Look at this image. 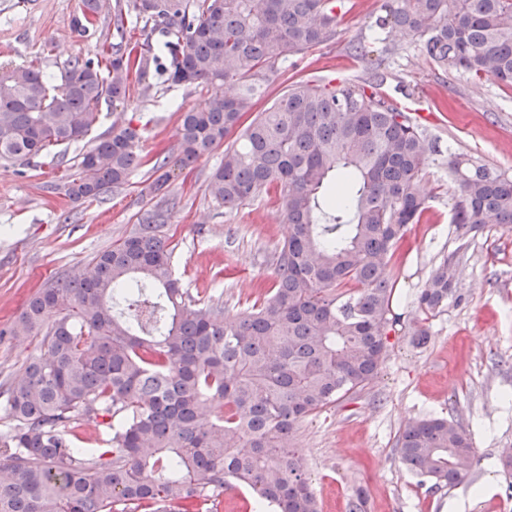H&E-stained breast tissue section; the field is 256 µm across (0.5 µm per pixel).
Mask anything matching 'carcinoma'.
Listing matches in <instances>:
<instances>
[{
    "mask_svg": "<svg viewBox=\"0 0 512 512\" xmlns=\"http://www.w3.org/2000/svg\"><path fill=\"white\" fill-rule=\"evenodd\" d=\"M343 0H80L73 28L112 21L113 43L55 77L31 61L0 65V161L27 165L89 135L101 102L126 105L159 82L238 86L181 114L179 152L153 165L150 191L224 147L212 198L233 208L275 193L291 233L272 256L269 297L234 322L220 298L182 288L163 229L171 199L97 254L85 276L48 279L6 332L40 353L0 396V512H199L230 484L274 512H319L290 440L306 418L375 378L393 311L390 253L427 209L428 147L410 113L378 81L294 82L248 125L280 64L331 42ZM150 28L127 38L130 16ZM375 25L423 43L444 70L512 84V0H387ZM164 40L150 43L153 34ZM144 164L132 125L96 138L77 171L50 188L92 203ZM453 219L470 231L512 225V178L463 153L448 156ZM461 299L445 258L416 296L429 318ZM99 421L105 448H79L74 428ZM399 461L427 491L465 480L471 438L446 418L407 425Z\"/></svg>",
    "mask_w": 512,
    "mask_h": 512,
    "instance_id": "1",
    "label": "carcinoma"
}]
</instances>
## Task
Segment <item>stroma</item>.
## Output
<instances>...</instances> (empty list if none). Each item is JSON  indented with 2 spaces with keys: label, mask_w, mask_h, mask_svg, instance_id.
Here are the masks:
<instances>
[{
  "label": "stroma",
  "mask_w": 512,
  "mask_h": 512,
  "mask_svg": "<svg viewBox=\"0 0 512 512\" xmlns=\"http://www.w3.org/2000/svg\"><path fill=\"white\" fill-rule=\"evenodd\" d=\"M385 2L350 0L335 41L282 64L269 94L296 80L336 86L371 79L367 60L355 52L361 43L381 58L380 92L410 114L433 116L421 125L430 157L421 182L428 209L390 260L398 274L395 310L411 320L416 293L462 243L467 250L457 281L463 299L428 321L423 346L413 345L408 331L390 334L377 377L360 394L304 420L293 444L321 512H346L358 488L366 492L367 512H512V473L501 465L512 451V229L485 224L463 233L452 222L456 185L448 172V154L455 151L512 177V86L442 70L422 42L377 29ZM78 7L79 0H0V63L37 58L56 74L71 58L111 42L105 22L94 36L74 33ZM214 92L205 84L160 83L148 94H133L127 108L101 104L90 136L64 147V167L75 169L96 136L128 123L142 134L147 163L98 201L75 203L45 191L44 182L60 171L42 160L22 172L0 164V329L47 279L78 271L130 234L151 205L145 194L153 180L150 160L177 155L182 112L205 107ZM223 158L218 148L175 169L168 193L179 206L165 232L183 288L221 298L232 321L271 288L270 255L289 227L273 196L231 210L212 199L209 176ZM427 416L460 426L480 458L466 481L433 495L395 451L400 431Z\"/></svg>",
  "instance_id": "obj_1"
}]
</instances>
